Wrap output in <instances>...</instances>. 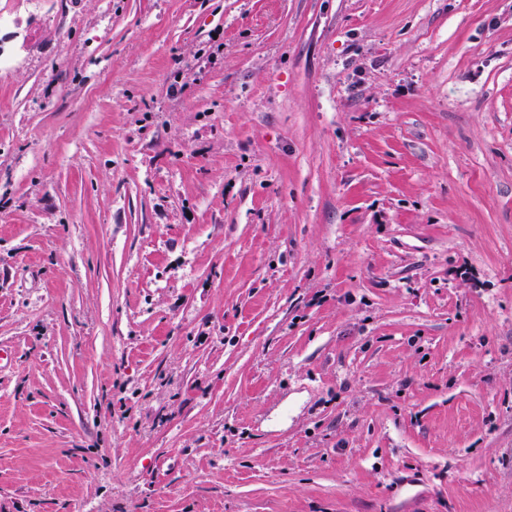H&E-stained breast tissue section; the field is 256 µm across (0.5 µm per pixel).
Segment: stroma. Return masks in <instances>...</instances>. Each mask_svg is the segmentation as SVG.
<instances>
[{
	"label": "stroma",
	"mask_w": 512,
	"mask_h": 512,
	"mask_svg": "<svg viewBox=\"0 0 512 512\" xmlns=\"http://www.w3.org/2000/svg\"><path fill=\"white\" fill-rule=\"evenodd\" d=\"M0 12V512H512V0Z\"/></svg>",
	"instance_id": "1"
}]
</instances>
